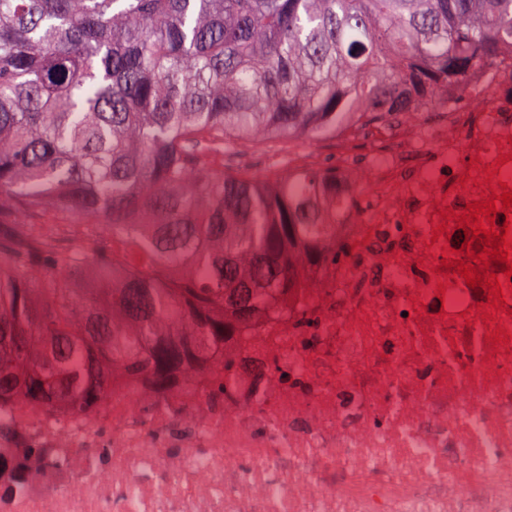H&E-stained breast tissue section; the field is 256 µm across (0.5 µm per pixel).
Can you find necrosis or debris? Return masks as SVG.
Listing matches in <instances>:
<instances>
[{"label": "necrosis or debris", "mask_w": 512, "mask_h": 512, "mask_svg": "<svg viewBox=\"0 0 512 512\" xmlns=\"http://www.w3.org/2000/svg\"><path fill=\"white\" fill-rule=\"evenodd\" d=\"M470 90L479 133L452 112L430 164H383L377 217L336 227L352 258L223 364L163 391L115 372L80 413L0 407V512H512V263L467 220L512 187V60Z\"/></svg>", "instance_id": "obj_1"}]
</instances>
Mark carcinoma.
Segmentation results:
<instances>
[{
  "label": "carcinoma",
  "mask_w": 512,
  "mask_h": 512,
  "mask_svg": "<svg viewBox=\"0 0 512 512\" xmlns=\"http://www.w3.org/2000/svg\"><path fill=\"white\" fill-rule=\"evenodd\" d=\"M508 39L512 0H0V405L164 390L276 320L355 200L211 156L446 110ZM47 205L112 236L58 253Z\"/></svg>",
  "instance_id": "carcinoma-1"
}]
</instances>
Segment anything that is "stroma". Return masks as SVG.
<instances>
[{
	"label": "stroma",
	"mask_w": 512,
	"mask_h": 512,
	"mask_svg": "<svg viewBox=\"0 0 512 512\" xmlns=\"http://www.w3.org/2000/svg\"><path fill=\"white\" fill-rule=\"evenodd\" d=\"M395 138L390 128L381 126L348 138H284L241 143L225 151L222 158L216 159L214 172L220 176L248 172L265 177L304 168L347 171L361 185L357 194L358 209L355 217L363 220L370 218L376 211L378 186L374 172L379 157L388 153Z\"/></svg>",
	"instance_id": "35a3bbf8"
}]
</instances>
